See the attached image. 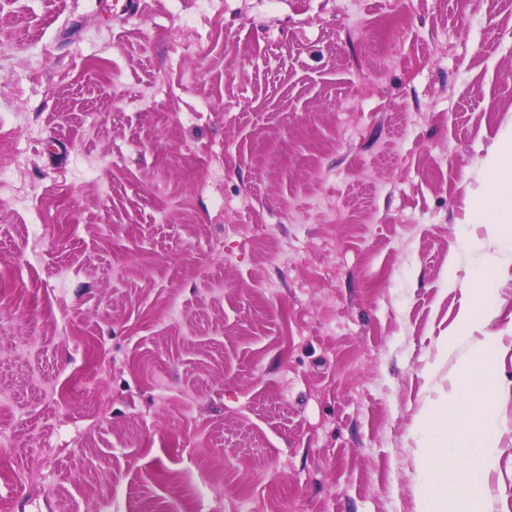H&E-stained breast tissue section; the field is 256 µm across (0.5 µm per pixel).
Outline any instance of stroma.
I'll return each instance as SVG.
<instances>
[{
	"label": "stroma",
	"mask_w": 512,
	"mask_h": 512,
	"mask_svg": "<svg viewBox=\"0 0 512 512\" xmlns=\"http://www.w3.org/2000/svg\"><path fill=\"white\" fill-rule=\"evenodd\" d=\"M0 512H415L512 129V0H14ZM512 512V267L489 285Z\"/></svg>",
	"instance_id": "stroma-1"
}]
</instances>
